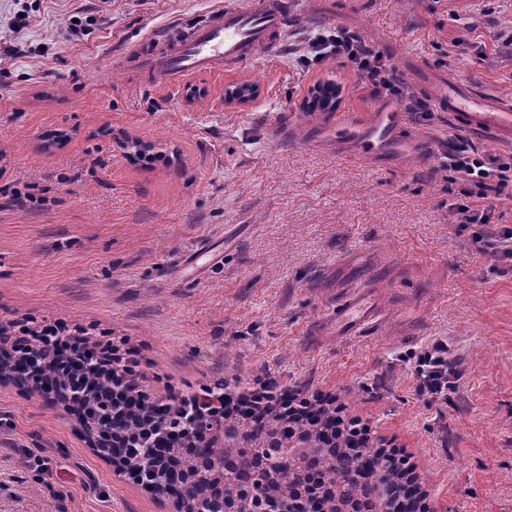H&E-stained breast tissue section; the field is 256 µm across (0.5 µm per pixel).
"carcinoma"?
<instances>
[{"mask_svg": "<svg viewBox=\"0 0 512 512\" xmlns=\"http://www.w3.org/2000/svg\"><path fill=\"white\" fill-rule=\"evenodd\" d=\"M77 374L79 390L92 384L98 394L112 392L113 379L91 367ZM124 399L127 409L112 420V428L135 447L122 449L119 464L131 474L148 476L152 487L196 478L183 512H211L206 492L215 486L223 487L224 499L235 504L236 512L286 505L306 491L315 512H338L336 504L358 499L366 500L370 512H386L382 499H370L384 469L397 499L415 512L417 488L406 481L404 470L335 429L336 414L329 409L316 410L302 422L273 409L226 413L204 423L193 415L182 422L186 430L181 433L156 424L150 441L141 427L143 395L127 388Z\"/></svg>", "mask_w": 512, "mask_h": 512, "instance_id": "carcinoma-1", "label": "carcinoma"}]
</instances>
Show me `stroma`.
<instances>
[{
  "label": "stroma",
  "mask_w": 512,
  "mask_h": 512,
  "mask_svg": "<svg viewBox=\"0 0 512 512\" xmlns=\"http://www.w3.org/2000/svg\"><path fill=\"white\" fill-rule=\"evenodd\" d=\"M228 3L252 0H0V322L86 330L154 402L266 380L334 399L407 460L423 512H512V261L491 271L434 171L451 133L512 149L299 58L309 31L343 27L418 98L445 73L512 100V0H293L280 47L239 69L164 80L131 55ZM324 81L339 111L394 106L400 140L337 154L304 106ZM237 83L256 96L225 101ZM352 288L382 317L322 334ZM437 340L459 374L444 403L414 374ZM172 510L75 416L0 380V512Z\"/></svg>",
  "instance_id": "stroma-1"
}]
</instances>
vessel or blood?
I'll return each instance as SVG.
<instances>
[{"instance_id": "b4317fda", "label": "vessel or blood", "mask_w": 512, "mask_h": 512, "mask_svg": "<svg viewBox=\"0 0 512 512\" xmlns=\"http://www.w3.org/2000/svg\"><path fill=\"white\" fill-rule=\"evenodd\" d=\"M289 0H266L265 4L227 5L190 28L158 34L165 53L159 74L167 80L189 75L202 67L235 68L252 60L257 49L279 43L288 28ZM439 109L453 122H466L475 132L512 146V103L486 92H475L446 75L428 83ZM399 125L390 112L336 116V147L353 155L369 154L387 141L397 139ZM381 313L368 295L357 294L338 303L332 311L336 333L359 335Z\"/></svg>"}]
</instances>
